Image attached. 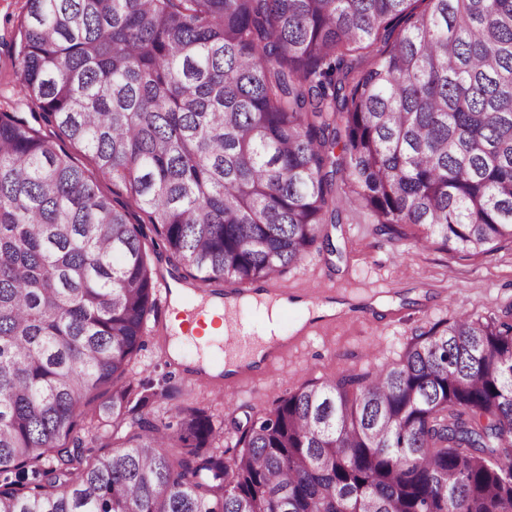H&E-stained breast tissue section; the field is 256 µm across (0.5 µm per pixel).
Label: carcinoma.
Segmentation results:
<instances>
[{"label": "carcinoma", "instance_id": "obj_1", "mask_svg": "<svg viewBox=\"0 0 512 512\" xmlns=\"http://www.w3.org/2000/svg\"><path fill=\"white\" fill-rule=\"evenodd\" d=\"M18 34L44 127L0 109V512H512V309L304 384L229 459L132 374L147 224L199 284L287 272L348 203L512 242V0H26Z\"/></svg>", "mask_w": 512, "mask_h": 512}]
</instances>
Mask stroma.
Returning <instances> with one entry per match:
<instances>
[{
	"label": "stroma",
	"instance_id": "stroma-1",
	"mask_svg": "<svg viewBox=\"0 0 512 512\" xmlns=\"http://www.w3.org/2000/svg\"><path fill=\"white\" fill-rule=\"evenodd\" d=\"M26 0H0V101L30 118L19 93L11 49L17 17ZM338 225H323L329 244L320 245L283 276L289 299L304 289H326L327 299L347 303L332 318H306L291 307L280 317L283 335L295 342L275 365L261 369L256 382L239 391L237 421L269 409L301 385L342 373L374 371L397 359L416 332L461 312L483 313L512 308V242L467 259L436 245L422 246L412 237L377 231L364 210L351 206ZM201 346L185 342L181 361H173L155 336L134 362L136 378L166 385L171 396L153 403L152 417L175 421L179 410L202 408L215 421L226 418L222 394L192 385L182 366L193 365Z\"/></svg>",
	"mask_w": 512,
	"mask_h": 512
}]
</instances>
